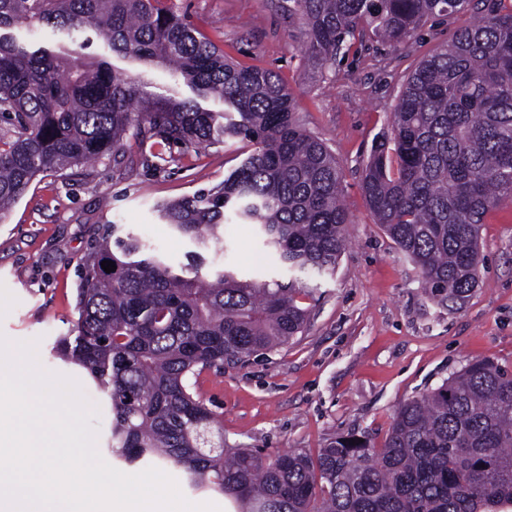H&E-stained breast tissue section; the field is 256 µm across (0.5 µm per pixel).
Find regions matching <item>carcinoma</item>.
I'll return each instance as SVG.
<instances>
[{"label": "carcinoma", "instance_id": "cac0c4a2", "mask_svg": "<svg viewBox=\"0 0 512 512\" xmlns=\"http://www.w3.org/2000/svg\"><path fill=\"white\" fill-rule=\"evenodd\" d=\"M472 0H293L304 53L326 66L345 44L403 42L427 18ZM57 40L22 44L16 24ZM169 70L191 95L148 90L103 55ZM224 103L214 112L207 99ZM0 217L34 179L120 152L130 133L188 148L253 146L224 183L163 203L161 219L193 245L175 268L117 225L78 269L73 335L54 351L86 370L112 414L111 455L146 457L232 498L237 512H502L512 508V373L476 360L405 402L377 446L337 436L312 456L273 459L224 447L219 414L194 392L203 370L271 351L303 332L304 279L332 273L349 218L343 174L299 126L288 86L238 66L165 0H0ZM148 123L144 127L141 122ZM363 189L387 236L418 268L431 298L453 307L477 287L479 230L512 197V0L489 12L409 76L365 166ZM253 224L295 277L248 280L226 265L224 221ZM114 262L107 273L101 262Z\"/></svg>", "mask_w": 512, "mask_h": 512}]
</instances>
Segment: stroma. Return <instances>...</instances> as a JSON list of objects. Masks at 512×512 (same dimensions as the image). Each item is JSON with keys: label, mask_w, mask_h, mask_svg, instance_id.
Masks as SVG:
<instances>
[{"label": "stroma", "mask_w": 512, "mask_h": 512, "mask_svg": "<svg viewBox=\"0 0 512 512\" xmlns=\"http://www.w3.org/2000/svg\"><path fill=\"white\" fill-rule=\"evenodd\" d=\"M174 8L243 66L276 72L294 97L298 123L320 138L343 172L348 245L336 269L302 304L309 321L288 343L249 361L201 372L195 392L224 423V445L265 457L299 449L317 454L339 434L383 442L397 408L438 386L469 361L512 370V199L491 209L480 229L481 275L466 301L431 299L413 263L377 224L362 172L377 135L419 63L487 13L429 19L406 42H363L320 67L301 50L303 22L290 0H172ZM245 143L188 149L164 159L128 138L122 156L38 176L0 218V334L33 341L42 368L76 379L98 407L97 448L108 457L112 416L97 385L56 359L75 310L78 265L106 225L147 239L173 264L192 246L157 216L158 204L219 186L246 156ZM226 262L246 278L287 279L252 225L227 220Z\"/></svg>", "instance_id": "obj_1"}]
</instances>
